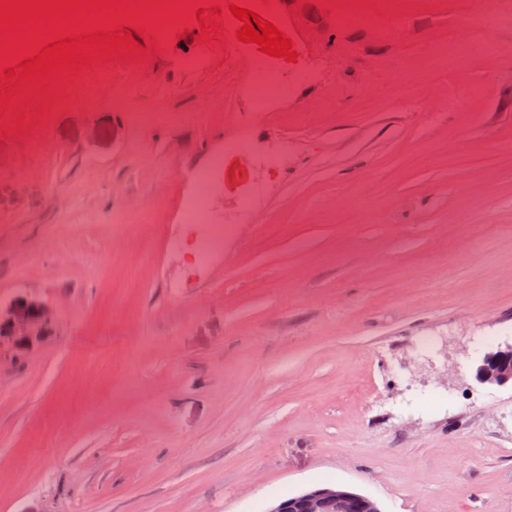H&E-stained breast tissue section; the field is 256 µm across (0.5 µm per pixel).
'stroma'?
Segmentation results:
<instances>
[{
    "mask_svg": "<svg viewBox=\"0 0 512 512\" xmlns=\"http://www.w3.org/2000/svg\"><path fill=\"white\" fill-rule=\"evenodd\" d=\"M412 37L288 0L318 77L249 116L234 31L102 56L0 136V512H266L342 484L382 512H512V0H405ZM207 53L206 69L184 68ZM287 165L201 265L194 176ZM251 155V148L245 139L229 140L224 142V153L218 155L213 164V170L224 169V164L228 159H236L243 163L244 175L249 180H254V172L262 171L263 167L271 166L277 163V159L269 158L265 161L258 162L254 159L253 165L250 168L246 163V157ZM51 326V312L36 299L18 297L7 306L1 304L0 350L23 353ZM481 384L512 385V347L487 353L476 371Z\"/></svg>",
    "mask_w": 512,
    "mask_h": 512,
    "instance_id": "stroma-1",
    "label": "stroma"
}]
</instances>
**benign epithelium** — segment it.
<instances>
[{"label":"benign epithelium","mask_w":512,"mask_h":512,"mask_svg":"<svg viewBox=\"0 0 512 512\" xmlns=\"http://www.w3.org/2000/svg\"><path fill=\"white\" fill-rule=\"evenodd\" d=\"M52 326V315L40 301L18 297L0 305V350L25 352ZM481 384H512V347L486 354L476 371ZM267 512H382L371 497L341 485L312 488L275 502Z\"/></svg>","instance_id":"benign-epithelium-1"}]
</instances>
